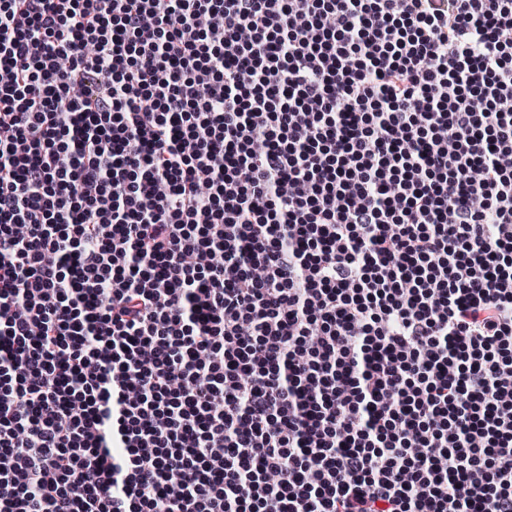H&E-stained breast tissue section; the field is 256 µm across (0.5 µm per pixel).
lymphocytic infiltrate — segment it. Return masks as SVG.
Here are the masks:
<instances>
[{"instance_id":"1","label":"lymphocytic infiltrate","mask_w":512,"mask_h":512,"mask_svg":"<svg viewBox=\"0 0 512 512\" xmlns=\"http://www.w3.org/2000/svg\"><path fill=\"white\" fill-rule=\"evenodd\" d=\"M0 512H512V0H0Z\"/></svg>"}]
</instances>
